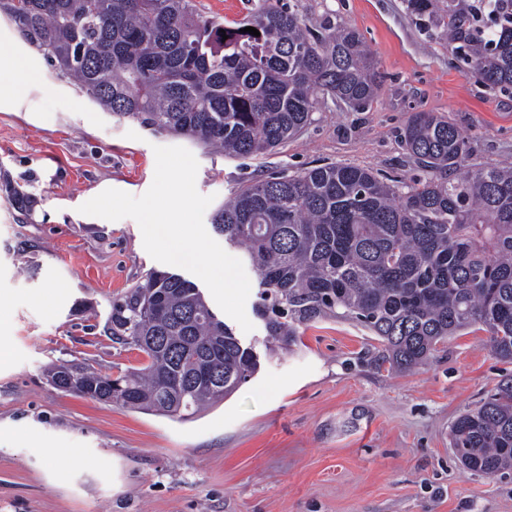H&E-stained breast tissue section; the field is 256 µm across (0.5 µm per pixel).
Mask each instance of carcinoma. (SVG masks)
<instances>
[{"label": "carcinoma", "instance_id": "obj_1", "mask_svg": "<svg viewBox=\"0 0 512 512\" xmlns=\"http://www.w3.org/2000/svg\"><path fill=\"white\" fill-rule=\"evenodd\" d=\"M406 2L419 26L448 29L472 77L512 85V10ZM0 13L105 110L227 158L263 157L298 138L319 93L365 107L380 90L378 60L355 29L314 37L297 14L267 3L237 27L191 0H0ZM399 138L424 177L388 182L362 166H315L249 184L212 213L216 232L258 272L270 349L336 318L377 337L390 370L404 373L478 325L512 361V168L460 173L470 143L435 112L412 113ZM109 323L147 363L114 377L66 362L49 373L55 388L187 418L259 366L177 274H146L112 303ZM450 437L466 469H512V376L459 416Z\"/></svg>", "mask_w": 512, "mask_h": 512}]
</instances>
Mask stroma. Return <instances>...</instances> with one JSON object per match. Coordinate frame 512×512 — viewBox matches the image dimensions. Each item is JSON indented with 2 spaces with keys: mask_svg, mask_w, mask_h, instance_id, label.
<instances>
[{
  "mask_svg": "<svg viewBox=\"0 0 512 512\" xmlns=\"http://www.w3.org/2000/svg\"><path fill=\"white\" fill-rule=\"evenodd\" d=\"M313 31H358L382 75L354 109L319 96L301 136L278 153L225 158L101 109L50 63L23 103L0 110V512H512V473L464 469L449 428L512 364L488 333L452 336L406 373L378 367L382 348L349 321L324 319L268 356L250 293L259 371L230 397L183 420L54 388L63 361L102 374L141 367L115 342L113 301L163 270L131 218L99 220L77 200L109 183L134 196L155 172L154 146L190 148L196 188L222 204L244 183L326 164L408 182L419 169L397 132L414 112L448 116L468 136L472 170L512 165V89L469 79L461 51L423 29L406 0H272ZM234 26L262 0H193Z\"/></svg>",
  "mask_w": 512,
  "mask_h": 512,
  "instance_id": "obj_1",
  "label": "stroma"
}]
</instances>
